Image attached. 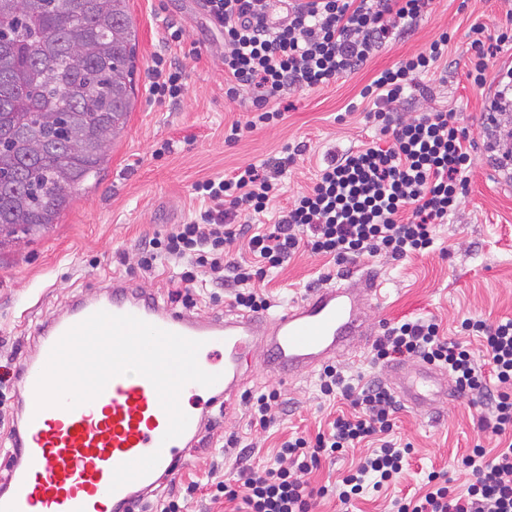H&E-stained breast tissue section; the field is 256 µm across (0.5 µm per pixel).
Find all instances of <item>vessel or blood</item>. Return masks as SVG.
<instances>
[{"label":"vessel or blood","mask_w":512,"mask_h":512,"mask_svg":"<svg viewBox=\"0 0 512 512\" xmlns=\"http://www.w3.org/2000/svg\"><path fill=\"white\" fill-rule=\"evenodd\" d=\"M381 290L378 276L367 271L357 284L317 289L272 314L237 310L208 317L163 306L117 276L104 289L74 299L39 325L35 351L14 375L13 466L0 483V512H139L158 484L186 468V452L196 445L212 409L240 394L243 371L256 351H263L268 369L283 380L357 352L377 334L363 316V302L379 299ZM99 311L134 315L202 341L198 363L219 380L209 387L186 385L202 404L200 413H189L181 436L164 440L168 417L153 385L140 375L114 377L96 399L70 410L37 408L36 383L52 347ZM388 382L399 401L416 411L458 395L452 378L428 364L390 363ZM156 451L161 458L149 474L112 489L115 467Z\"/></svg>","instance_id":"b4317fda"}]
</instances>
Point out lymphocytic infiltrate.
I'll return each instance as SVG.
<instances>
[{
	"label": "lymphocytic infiltrate",
	"instance_id": "1",
	"mask_svg": "<svg viewBox=\"0 0 512 512\" xmlns=\"http://www.w3.org/2000/svg\"><path fill=\"white\" fill-rule=\"evenodd\" d=\"M208 28L224 40V88L236 97L255 93V113L246 123H233L227 142L238 141L241 129L283 120L271 99L293 89L328 86L357 73L398 26L416 22L429 0H200ZM474 50L468 79L482 84L497 61L500 46L512 41V27H472ZM448 54V36L397 66L381 71L360 95L377 106L372 117L384 144L342 154L329 153L309 191L281 207L274 223H242L247 214L266 211L281 190L280 178L302 146H289L284 156L262 165L236 168L221 179L195 186L205 207L198 216L148 242L139 271L150 275L162 262L183 261L178 274L182 302L192 306L191 293L200 274L233 288L236 309L265 312L269 296L256 285L294 255L310 252L342 265L365 257L404 260L431 252L435 227L454 211L463 193L476 140L457 124L452 111L428 110L412 118L397 109L416 76ZM182 69L165 55L154 58L148 92L153 102L174 103L186 93ZM246 241L253 262L231 260L238 241ZM461 326L482 340L481 356L443 336L435 319L396 323L373 345V360L386 363L416 358L444 367L460 391L478 394L484 413L481 429L496 436L512 435V319L491 324L466 318ZM319 392L341 397L353 408L337 416L329 432L315 438L284 441L274 465L251 469L242 489L216 482L228 501L242 500L243 512H313L314 499L335 492L350 504L364 483L380 488L400 474L409 448L397 447L388 435L394 427L397 401L377 378L355 387L336 366L323 368ZM381 438L382 444L344 476L335 489L311 488L308 476L323 459L358 444ZM462 463L473 477L466 493H453L439 472H429L424 495L393 504L394 512H512V443L488 456L475 446Z\"/></svg>",
	"mask_w": 512,
	"mask_h": 512
}]
</instances>
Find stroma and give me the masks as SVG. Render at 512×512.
Masks as SVG:
<instances>
[{
	"label": "stroma",
	"mask_w": 512,
	"mask_h": 512,
	"mask_svg": "<svg viewBox=\"0 0 512 512\" xmlns=\"http://www.w3.org/2000/svg\"><path fill=\"white\" fill-rule=\"evenodd\" d=\"M128 6L138 39L136 102L105 170L85 184L58 224L0 248V370L15 368L31 352L41 320L64 312L75 297L97 291L113 277L154 289L161 303H168L176 288V265L155 276L141 275L137 250L191 217L199 205L193 194L197 181L224 176L243 164H262L285 146L302 142L306 152L282 179L278 202L286 204L312 186L325 154L379 141L367 117L371 104L360 96L362 87L380 71L424 50L441 32L451 36L448 57L418 77V90L399 106L402 113L427 105L452 109L460 125L479 136L488 98L502 71L512 65L509 43L484 86L467 77L470 27L505 25L512 18V0H432L427 14L389 40L364 70L320 89L288 93L279 103L284 120L244 131L228 143L224 133L233 122L246 120L250 94L244 90L237 99L225 97L222 39L206 26L197 0H128ZM173 21L182 25L184 37L168 46L162 36ZM158 53L185 68L187 93L178 103L160 106L149 99V69ZM166 143L171 146L167 152L162 149ZM507 169L512 171V159L482 147L475 150L462 203L447 223L437 226V248L427 255L401 261L375 257L330 268L325 258L300 253L269 274L263 288L279 309L318 288L324 272L340 279L367 269L383 284L381 301L368 311L377 326L432 317L445 335L457 338L465 318L512 319V180L503 175ZM243 388L254 394L279 390L286 415L269 429H256L244 401H237L227 419L203 431L190 465L175 479L176 493L213 467L226 483L237 484L243 468L272 464L281 441L295 434L315 436L330 420V408L320 399L318 372L284 381L257 360ZM482 412L469 394L429 411L400 408L390 437L412 448L400 476L378 491L365 487L347 508L332 495L317 499L315 512H391L395 499L423 493L432 470L446 474L451 490L464 492L470 475L460 465L462 456L478 444L492 453L498 448V437L479 427ZM231 432L243 438V447H225L224 436Z\"/></svg>",
	"instance_id": "stroma-1"
}]
</instances>
